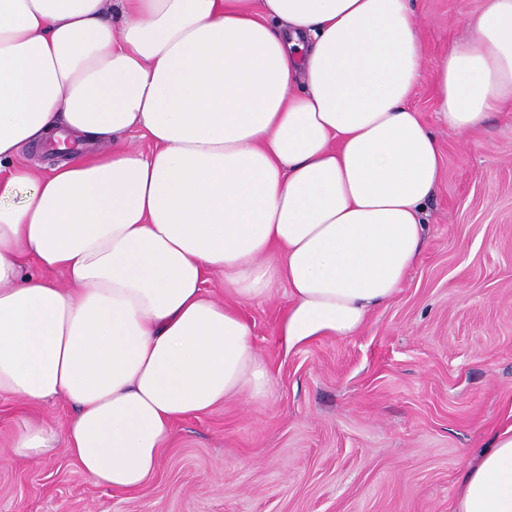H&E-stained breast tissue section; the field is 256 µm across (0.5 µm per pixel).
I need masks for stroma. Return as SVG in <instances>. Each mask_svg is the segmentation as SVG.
Returning a JSON list of instances; mask_svg holds the SVG:
<instances>
[{"label":"stroma","mask_w":512,"mask_h":512,"mask_svg":"<svg viewBox=\"0 0 512 512\" xmlns=\"http://www.w3.org/2000/svg\"><path fill=\"white\" fill-rule=\"evenodd\" d=\"M481 6L414 0L427 64ZM412 105L444 175L420 263L359 333L286 356L287 287L242 305L270 395L176 421L155 478L131 492L96 484L61 447L10 457L21 418L61 431L72 409L0 395V512H451L468 465L512 426V112L459 135L438 124L432 82Z\"/></svg>","instance_id":"stroma-1"}]
</instances>
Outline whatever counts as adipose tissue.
<instances>
[{
    "label": "adipose tissue",
    "instance_id": "1",
    "mask_svg": "<svg viewBox=\"0 0 512 512\" xmlns=\"http://www.w3.org/2000/svg\"><path fill=\"white\" fill-rule=\"evenodd\" d=\"M466 25L430 70L410 0H0V395L75 410L62 436L21 421L13 456L61 441L139 489L176 420L270 394L241 305L288 286L287 355L358 333L418 264L443 175L408 106L424 76L449 131L512 112V0ZM68 136L50 173L14 165ZM452 512H512V426Z\"/></svg>",
    "mask_w": 512,
    "mask_h": 512
}]
</instances>
